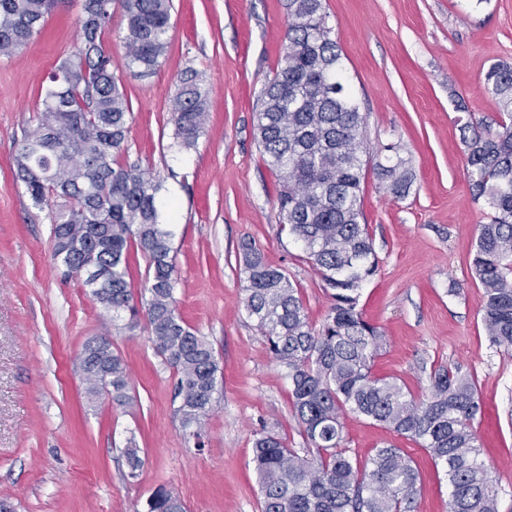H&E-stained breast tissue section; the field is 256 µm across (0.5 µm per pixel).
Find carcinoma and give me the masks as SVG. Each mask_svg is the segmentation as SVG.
<instances>
[{"mask_svg":"<svg viewBox=\"0 0 512 512\" xmlns=\"http://www.w3.org/2000/svg\"><path fill=\"white\" fill-rule=\"evenodd\" d=\"M64 0H0V56L18 53L40 34ZM81 45L42 88L38 122L15 156L16 174L38 206L63 200L55 214L53 257L66 276L88 272L84 284L105 312L129 315L126 329H146L156 354L176 376L184 436L204 446L216 403L219 365L212 345L178 311L172 233L159 221L156 177L121 160L132 111L103 33L118 12L126 23V70L155 72L169 47L171 0H81ZM324 0H287L283 54L263 85L256 130L265 164L278 177L280 231L319 272L331 305L309 320L301 289L269 264L252 242L239 268L247 282L245 310L273 358L288 369L290 404L306 448L288 447L263 430L252 446L260 512H414L420 475L402 449H376L364 465L342 447L344 418L377 422L426 448L444 468L448 512H498V491L473 430L482 414L475 380L448 367L433 369L429 393L415 396L394 377H377L371 362L385 342L358 310L360 288L378 260L360 207L367 161L365 117L359 111L333 37ZM498 109L497 129L463 135L470 192L491 208L472 245V271L483 289L480 312L491 342L512 350V65L485 73ZM208 90L191 70L171 105L173 146L190 149L205 127ZM385 188L408 193L412 169L401 156L374 163ZM148 263L134 303L131 250ZM87 392L109 383L112 401L130 403L129 372L112 344L88 341L78 357ZM135 438L123 454L128 477L139 476ZM143 512H187L164 485Z\"/></svg>","mask_w":512,"mask_h":512,"instance_id":"cac0c4a2","label":"carcinoma"}]
</instances>
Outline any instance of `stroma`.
Listing matches in <instances>:
<instances>
[{
    "label": "stroma",
    "mask_w": 512,
    "mask_h": 512,
    "mask_svg": "<svg viewBox=\"0 0 512 512\" xmlns=\"http://www.w3.org/2000/svg\"><path fill=\"white\" fill-rule=\"evenodd\" d=\"M170 47L158 70L126 72L121 15L103 34L112 69L132 103L126 162L158 175L163 222L174 233L177 307L212 344L221 390L203 448L175 415V376L146 330L128 333L53 259V207L34 205L14 157L34 126L56 63L80 44V0L49 16L41 36L0 57V512H139L159 485L188 512H259L251 461L256 432L289 447L305 442L291 414L286 368L244 310L241 242L255 241L302 291L313 323L330 299L301 249L279 228L277 179L254 131L258 96L283 51L286 0H172ZM329 23L361 113L371 161L400 144L415 174L398 198L367 172L360 193L378 271L361 290L365 320L386 338L378 376L426 393L432 368L472 375L483 403L473 423L480 457L512 512V351L492 344L479 314L482 290L471 249L489 210L468 186L461 127L494 124L482 90L496 62L512 63V0H326ZM209 91L196 145L173 148L169 105L185 70ZM106 336L130 372V404L88 397L76 369L84 344ZM344 445L367 460L393 445L420 477L416 512H448V481L417 443L365 418L344 421ZM135 438L143 465L127 479L122 455Z\"/></svg>",
    "instance_id": "obj_1"
}]
</instances>
